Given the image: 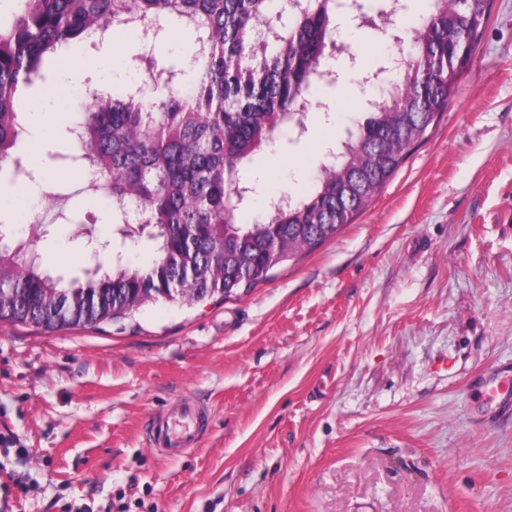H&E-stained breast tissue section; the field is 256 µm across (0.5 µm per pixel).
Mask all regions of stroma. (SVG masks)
Returning <instances> with one entry per match:
<instances>
[{
  "instance_id": "1",
  "label": "stroma",
  "mask_w": 512,
  "mask_h": 512,
  "mask_svg": "<svg viewBox=\"0 0 512 512\" xmlns=\"http://www.w3.org/2000/svg\"><path fill=\"white\" fill-rule=\"evenodd\" d=\"M405 5L374 31L340 26L356 63L314 96L298 140L254 154L239 223L306 194L362 115L358 89L381 87L362 70L427 0ZM141 30L52 64L26 96L36 179L0 182V218L39 219L43 266L68 279L89 240L113 238L88 168L50 159L78 151L75 105L163 82L193 43L160 38L144 60ZM185 398L208 415L199 441L158 454L155 417ZM0 512H512V0H491L448 109L336 238L227 297L161 298L94 329L0 322Z\"/></svg>"
}]
</instances>
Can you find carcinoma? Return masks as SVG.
I'll use <instances>...</instances> for the list:
<instances>
[{"mask_svg": "<svg viewBox=\"0 0 512 512\" xmlns=\"http://www.w3.org/2000/svg\"><path fill=\"white\" fill-rule=\"evenodd\" d=\"M0 24V171L33 174L18 154L24 113L17 100L45 64L80 41L132 17L178 22L197 34L192 81H174L147 96L134 89L101 94L78 112L68 132L94 171L85 188L108 200L115 219L112 264L65 282L19 253H0V321L46 331L97 326L131 316L128 304L179 299L181 288L203 299L253 288L278 263L336 237L394 177L410 148L451 102L457 73L419 82L436 57L476 51L490 0H429L410 26L414 53L379 104L330 152L308 195L270 205L238 224L235 203L253 154L304 133L301 111L320 83L321 61L337 58L338 0H305L302 10L274 13L271 0H20ZM147 238L152 262L134 267L126 247Z\"/></svg>", "mask_w": 512, "mask_h": 512, "instance_id": "cac0c4a2", "label": "carcinoma"}]
</instances>
